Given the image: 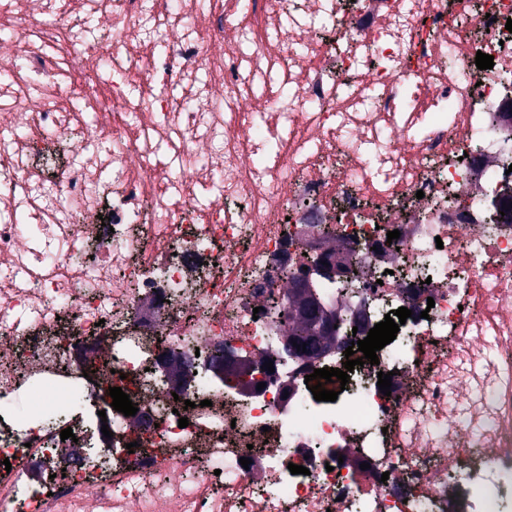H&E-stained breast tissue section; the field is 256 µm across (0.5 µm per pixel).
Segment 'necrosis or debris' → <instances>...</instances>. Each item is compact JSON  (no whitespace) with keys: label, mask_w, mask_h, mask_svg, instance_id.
<instances>
[{"label":"necrosis or debris","mask_w":512,"mask_h":512,"mask_svg":"<svg viewBox=\"0 0 512 512\" xmlns=\"http://www.w3.org/2000/svg\"><path fill=\"white\" fill-rule=\"evenodd\" d=\"M511 18L512 0H0V512H512ZM311 237L349 266L313 282L337 342L308 363L282 359L273 306ZM401 307L378 363L315 400L305 377L345 362L354 312ZM217 347L258 380L272 363L289 398L154 369ZM73 391L50 427L10 408Z\"/></svg>","instance_id":"necrosis-or-debris-1"}]
</instances>
